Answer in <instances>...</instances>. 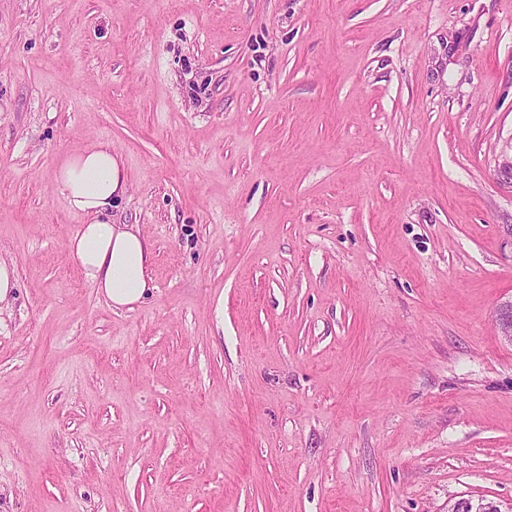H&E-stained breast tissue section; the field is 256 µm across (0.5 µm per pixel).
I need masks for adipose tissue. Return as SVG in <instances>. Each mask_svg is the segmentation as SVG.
Here are the masks:
<instances>
[{
    "label": "adipose tissue",
    "mask_w": 512,
    "mask_h": 512,
    "mask_svg": "<svg viewBox=\"0 0 512 512\" xmlns=\"http://www.w3.org/2000/svg\"><path fill=\"white\" fill-rule=\"evenodd\" d=\"M56 182L71 209L87 221L67 241L84 279L112 308H133L149 290L151 245L136 224L112 221V201L126 194L128 178L119 154L101 143L66 157Z\"/></svg>",
    "instance_id": "1"
}]
</instances>
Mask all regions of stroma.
Wrapping results in <instances>:
<instances>
[{"label": "stroma", "mask_w": 512, "mask_h": 512, "mask_svg": "<svg viewBox=\"0 0 512 512\" xmlns=\"http://www.w3.org/2000/svg\"><path fill=\"white\" fill-rule=\"evenodd\" d=\"M511 164L512 0H0V512L512 506ZM56 182L70 208L87 218L66 246L86 282L114 309L140 304L150 288L152 251L139 225L112 223V200L128 190L119 154L104 143L72 154Z\"/></svg>", "instance_id": "35a3bbf8"}]
</instances>
